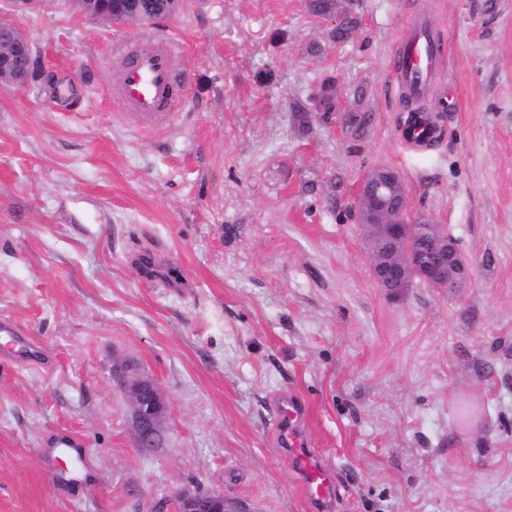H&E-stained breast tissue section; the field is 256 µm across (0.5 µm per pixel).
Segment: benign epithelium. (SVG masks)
I'll return each mask as SVG.
<instances>
[{
  "mask_svg": "<svg viewBox=\"0 0 512 512\" xmlns=\"http://www.w3.org/2000/svg\"><path fill=\"white\" fill-rule=\"evenodd\" d=\"M31 52L23 36L9 51L0 49V67L9 68V82H27L26 59ZM357 218L369 231L365 251L372 279L387 296L397 298L414 284L454 295L470 284V263L453 236L437 231L425 240L418 237L417 225L436 228L438 224L429 217L412 216L397 169L377 165L366 172L358 187ZM117 382L132 404L139 445L157 446L165 415L160 389L153 380L123 364ZM175 498L177 512H226L221 492L179 489Z\"/></svg>",
  "mask_w": 512,
  "mask_h": 512,
  "instance_id": "1",
  "label": "benign epithelium"
}]
</instances>
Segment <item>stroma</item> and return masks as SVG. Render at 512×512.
Segmentation results:
<instances>
[{"label": "stroma", "instance_id": "obj_1", "mask_svg": "<svg viewBox=\"0 0 512 512\" xmlns=\"http://www.w3.org/2000/svg\"><path fill=\"white\" fill-rule=\"evenodd\" d=\"M312 2L115 23L0 0L42 70L0 83V318L51 357L0 356V512H174L181 488L310 512L275 442L283 394L332 512H512V0ZM416 16L445 50L440 138L409 150L391 61ZM159 34L185 104L151 131L113 102L112 59ZM376 165L457 239L469 288L376 287L353 214ZM124 363L166 400L159 447L137 443ZM63 432L91 471L45 467Z\"/></svg>", "mask_w": 512, "mask_h": 512}]
</instances>
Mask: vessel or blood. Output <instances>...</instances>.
<instances>
[{"instance_id":"obj_1","label":"vessel or blood","mask_w":512,"mask_h":512,"mask_svg":"<svg viewBox=\"0 0 512 512\" xmlns=\"http://www.w3.org/2000/svg\"><path fill=\"white\" fill-rule=\"evenodd\" d=\"M411 25V36L397 50L394 75L406 100L413 102L427 96L440 50L422 18L413 19ZM179 89L174 53L167 42L123 56L117 93L128 108L145 117L150 128H160L164 123ZM0 353L20 355L32 365L50 363L48 352L8 319H0ZM275 414L278 445L288 456L309 507L312 512H331L336 478L308 445L302 430L304 410L288 398L276 405ZM42 454L50 466L63 457L82 467L87 464L84 444L74 436L57 437Z\"/></svg>"}]
</instances>
